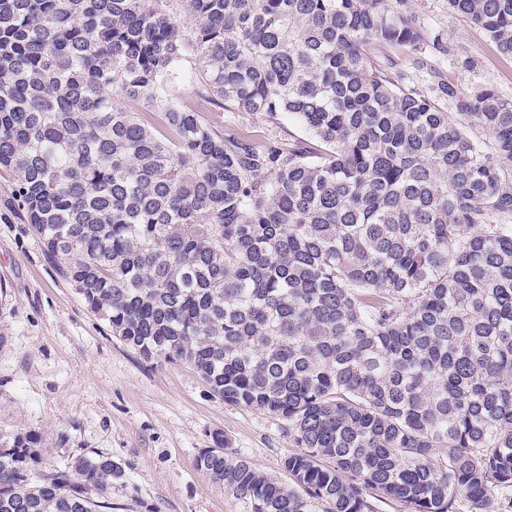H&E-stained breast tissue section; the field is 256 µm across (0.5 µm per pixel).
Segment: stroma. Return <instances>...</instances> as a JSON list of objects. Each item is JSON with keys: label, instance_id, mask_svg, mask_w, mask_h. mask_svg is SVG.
I'll return each instance as SVG.
<instances>
[{"label": "stroma", "instance_id": "35a3bbf8", "mask_svg": "<svg viewBox=\"0 0 512 512\" xmlns=\"http://www.w3.org/2000/svg\"><path fill=\"white\" fill-rule=\"evenodd\" d=\"M438 38L425 59L385 45L379 59L404 83L424 88L452 79L460 89L491 86L512 98V58L484 31L448 11V0H411ZM207 122L262 142L288 141L294 118L271 121L208 112ZM0 170V429L31 431L55 466L103 453L124 470L112 489L124 512H244V505L196 467L211 435L280 476L294 449L282 423L214 397L187 365L145 360L113 336L75 288L46 261Z\"/></svg>", "mask_w": 512, "mask_h": 512}]
</instances>
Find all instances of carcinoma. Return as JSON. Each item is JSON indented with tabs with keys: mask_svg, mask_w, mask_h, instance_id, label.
I'll list each match as a JSON object with an SVG mask.
<instances>
[{
	"mask_svg": "<svg viewBox=\"0 0 512 512\" xmlns=\"http://www.w3.org/2000/svg\"><path fill=\"white\" fill-rule=\"evenodd\" d=\"M448 10L512 58V0ZM388 42L437 38L410 0H0L12 200L114 336L283 422L286 483L196 458L249 512H512V99ZM40 447L0 432V512H112V457ZM203 118L215 125H224V132L241 134L252 137L257 142L266 141L268 138L287 142L291 140L289 134L302 136L294 118L282 116L278 121H269L264 116L246 115L239 112H201Z\"/></svg>",
	"mask_w": 512,
	"mask_h": 512,
	"instance_id": "cac0c4a2",
	"label": "carcinoma"
}]
</instances>
